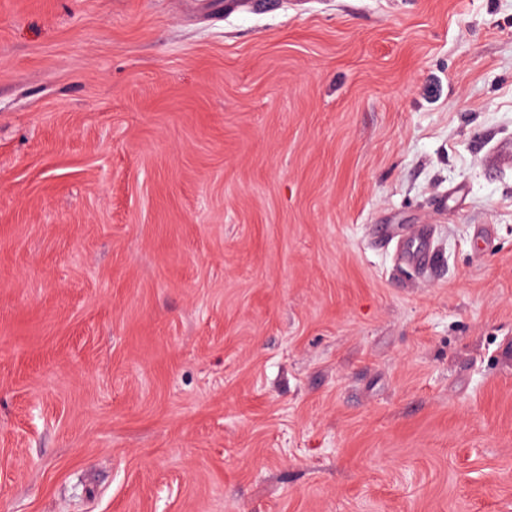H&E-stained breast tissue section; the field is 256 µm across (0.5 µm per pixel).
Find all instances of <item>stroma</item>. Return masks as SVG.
<instances>
[{"mask_svg": "<svg viewBox=\"0 0 512 512\" xmlns=\"http://www.w3.org/2000/svg\"><path fill=\"white\" fill-rule=\"evenodd\" d=\"M504 140L512 0H0V512H512ZM405 257L408 264L424 269L432 259V236L430 226L424 224L418 227L412 236L405 240Z\"/></svg>", "mask_w": 512, "mask_h": 512, "instance_id": "obj_1", "label": "stroma"}]
</instances>
